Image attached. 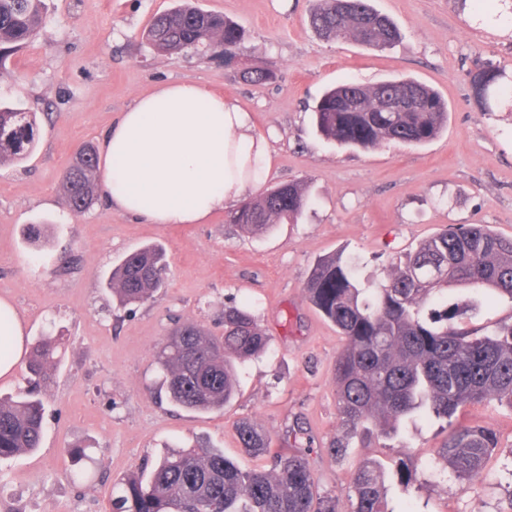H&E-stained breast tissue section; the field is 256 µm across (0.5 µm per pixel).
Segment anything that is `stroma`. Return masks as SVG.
I'll use <instances>...</instances> for the list:
<instances>
[{"mask_svg": "<svg viewBox=\"0 0 512 512\" xmlns=\"http://www.w3.org/2000/svg\"><path fill=\"white\" fill-rule=\"evenodd\" d=\"M236 22L231 57L206 48L158 53L143 37L152 18L178 0H44L37 39L0 66V104L37 115L36 148L0 165V297L13 302L29 341L61 339L55 376L40 388V448L0 461V512H112V486L167 451L194 444L224 450L241 467H268L245 455L235 424L247 418L284 453L287 430L300 442L320 491L351 512L355 462L405 463L408 487L390 485L394 512H512V406L496 399L460 408L457 422L495 431L482 478L462 487L435 464L442 427L420 421L394 438L354 441L348 461L324 451L338 431L333 369L344 341L309 301L314 262L339 254L361 277L381 279L389 262L449 224H483L512 237V103L484 111L469 73L494 64L512 73V30L490 26L473 0H373L400 28L392 48L368 50L327 40L309 25L310 0H191ZM273 71L255 83L256 65ZM408 75L448 102V126L420 148L336 147L317 135L312 109L322 92L352 80L371 85ZM169 82L224 93L249 112L269 146L255 198L303 183L311 206L294 224L247 235L214 212L204 224H147L117 213L105 198L73 214L57 190L81 143H99L138 95ZM49 223V245L26 240ZM145 244L165 250V284L149 301L120 306L107 286L119 261ZM479 302L455 327L486 333L512 323V300L469 288L449 304ZM250 305L267 332V352L237 368L239 395L221 411L172 406L156 363L171 328L194 322L214 335L224 311ZM84 447L75 460L70 447Z\"/></svg>", "mask_w": 512, "mask_h": 512, "instance_id": "1", "label": "stroma"}]
</instances>
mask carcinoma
I'll return each instance as SVG.
<instances>
[{"instance_id": "cac0c4a2", "label": "carcinoma", "mask_w": 512, "mask_h": 512, "mask_svg": "<svg viewBox=\"0 0 512 512\" xmlns=\"http://www.w3.org/2000/svg\"><path fill=\"white\" fill-rule=\"evenodd\" d=\"M311 27L324 38L347 39L384 50L401 33L371 0H315ZM43 25L41 0H0V60L27 47ZM146 38L159 52L177 54L210 47L230 55L241 39L239 27L222 15L188 3L153 17ZM490 110L512 86L503 68L488 66L469 75ZM386 99L407 104L386 112ZM322 137L345 148L367 151L383 144L420 147L448 124V102L412 78L374 85L344 81L324 92L315 110ZM35 118L0 105V163L21 162L35 150ZM79 158L72 187L60 184L71 212L80 215L96 201V152ZM310 206L303 185L290 182L249 200L227 217L248 234L294 224ZM165 256L149 245L126 256L108 287L122 306L141 304L164 285ZM483 288L512 300V238L478 224H450L392 263L379 281L361 282L354 261L331 255L317 259L306 282L310 302L344 339L334 369L342 434L325 453L335 461L348 455L349 437L366 432L394 437L419 419L449 427L437 461L465 487L479 481L497 448L488 428L453 425L467 405L489 398L512 404V324L477 335L453 326L462 315L448 306L451 288ZM269 337L246 307L224 312V336L192 322L176 325L160 344L157 364L169 401L192 412L224 408L236 392L234 363L265 353ZM55 338L37 340L30 352L29 389L17 400L0 399V460L39 447L45 408L37 387L57 368ZM242 450L253 457L271 453V436L253 421L236 423ZM352 512H392L384 467L374 460L351 470ZM113 512H338L336 497L318 492L309 453L292 444L273 455L270 468L244 469L220 448L167 452L149 475H130L112 487Z\"/></svg>"}]
</instances>
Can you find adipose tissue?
Masks as SVG:
<instances>
[{
  "label": "adipose tissue",
  "instance_id": "obj_1",
  "mask_svg": "<svg viewBox=\"0 0 512 512\" xmlns=\"http://www.w3.org/2000/svg\"><path fill=\"white\" fill-rule=\"evenodd\" d=\"M267 145L248 112L192 83L135 98L105 133L98 178L111 208L151 224H200L255 187ZM26 351L13 304L0 298V377Z\"/></svg>",
  "mask_w": 512,
  "mask_h": 512
}]
</instances>
